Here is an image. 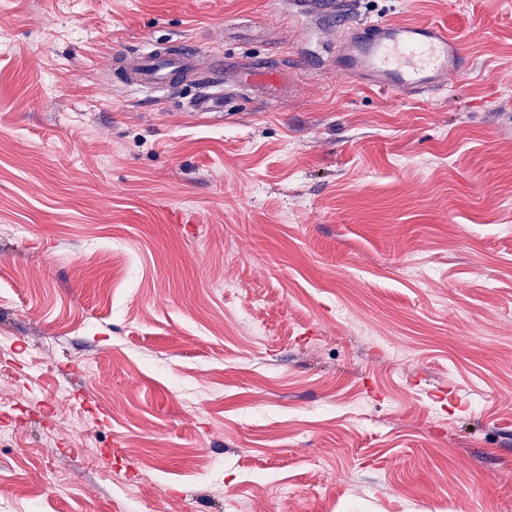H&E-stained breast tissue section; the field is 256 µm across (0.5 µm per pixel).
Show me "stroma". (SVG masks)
<instances>
[{
    "label": "stroma",
    "mask_w": 512,
    "mask_h": 512,
    "mask_svg": "<svg viewBox=\"0 0 512 512\" xmlns=\"http://www.w3.org/2000/svg\"><path fill=\"white\" fill-rule=\"evenodd\" d=\"M361 3L467 71L341 80L289 0H0V512H512V0ZM149 40L291 90L113 88Z\"/></svg>",
    "instance_id": "stroma-1"
}]
</instances>
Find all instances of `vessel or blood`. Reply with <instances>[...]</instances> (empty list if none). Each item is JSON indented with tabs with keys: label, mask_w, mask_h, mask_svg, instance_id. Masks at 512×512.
Listing matches in <instances>:
<instances>
[{
	"label": "vessel or blood",
	"mask_w": 512,
	"mask_h": 512,
	"mask_svg": "<svg viewBox=\"0 0 512 512\" xmlns=\"http://www.w3.org/2000/svg\"><path fill=\"white\" fill-rule=\"evenodd\" d=\"M308 17L322 22L334 42L336 72L341 77L379 91L405 96L435 93L461 76L468 57L460 42L438 24L357 18L352 0H303ZM113 85L155 90L188 80L201 93L192 107L216 113L213 89L232 82L243 90L262 91L268 101L284 97L283 73L274 67L240 66L232 59L209 63L204 47L192 43L178 51L148 42L113 53L108 62Z\"/></svg>",
	"instance_id": "vessel-or-blood-1"
}]
</instances>
